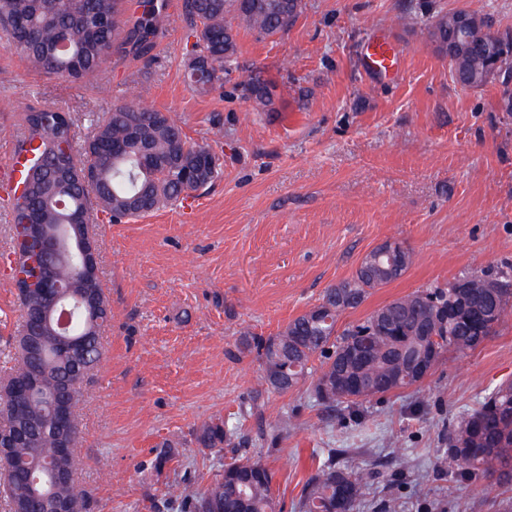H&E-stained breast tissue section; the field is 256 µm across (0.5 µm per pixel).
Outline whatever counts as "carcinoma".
<instances>
[{"mask_svg": "<svg viewBox=\"0 0 512 512\" xmlns=\"http://www.w3.org/2000/svg\"><path fill=\"white\" fill-rule=\"evenodd\" d=\"M125 0H0V32L6 48L44 74L82 82L113 56L142 58L155 44L159 18L166 0H138V11L119 37ZM302 0H184V10L197 26L186 75L197 91L210 92L224 79L236 58L239 30L266 38L293 25ZM419 22L438 51L462 47L452 63L453 76L463 87L483 85V73L501 74L506 111H512V31L491 30L487 20L467 10H456ZM257 106L273 104L272 85L259 78L248 85ZM23 137L16 155L25 161L22 180L29 188L11 189L13 253L25 257L28 246L24 222L33 212L38 223L59 229L73 215L90 213L96 204L114 220L138 217L209 187L221 172L219 158L205 144L191 143L182 127L164 112L133 99L99 113L93 131L82 144L76 141V119L62 108L30 105L21 118ZM55 279L73 295L97 300L93 312L73 314L69 338L84 345L80 360L61 347L57 330L38 329V350L29 352L23 336L28 317L42 313L41 288L25 280L15 283L21 308V329L15 337L16 365L0 380V427L18 422L26 426L0 457V498L9 512H40L38 492L50 473L63 478L51 483L64 512H90L87 490L76 479L75 450L58 451L61 440L50 406L75 369L82 371L72 388L69 435L78 442V398L91 369L103 352L99 332L109 315L99 276L84 272L81 254L73 250L54 263ZM385 283L364 267L352 278L327 289L321 302L297 316L275 336L249 331L238 339V353L253 354L260 363L258 385L267 392L286 394L304 381L309 363L320 358L312 392L328 411L352 406L393 391L419 385L423 378L410 364L438 362L447 351L471 349L495 332L512 309V264L496 269L464 271L445 286H429L396 298L372 311L362 321L336 329L339 315L356 309L372 290ZM40 384L30 394H15L32 372ZM237 428L215 418L195 432L198 445L220 454L232 442ZM455 475L488 477L512 484V381L494 387L461 422L448 428L445 449ZM178 450L165 443L155 449L156 471L177 459ZM369 473L342 468L329 460L318 467L303 488L302 512H357ZM166 495L182 512H278L273 473L261 461L233 454L222 474L202 489L183 482L167 485Z\"/></svg>", "mask_w": 512, "mask_h": 512, "instance_id": "cac0c4a2", "label": "carcinoma"}]
</instances>
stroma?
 I'll return each instance as SVG.
<instances>
[{"instance_id":"stroma-1","label":"stroma","mask_w":512,"mask_h":512,"mask_svg":"<svg viewBox=\"0 0 512 512\" xmlns=\"http://www.w3.org/2000/svg\"><path fill=\"white\" fill-rule=\"evenodd\" d=\"M409 9H464L512 30V0H303L286 33L240 31L235 66L207 94L185 76L194 28L183 0H169L150 59L109 58L80 85L0 48V168L30 104L73 112L82 140L89 115L132 92L222 163L208 188L150 214L114 222L92 213L111 316L80 397L77 475L91 512H177L167 483L202 488L221 470L223 457L194 439L215 417L237 426L239 453L272 470L281 512H300L305 482L335 448L342 465L372 474L359 512L391 496L397 512H453L463 496L470 512H512V488L457 480L443 452L449 426L512 380V315L477 347L444 353L419 386L333 413L305 385L258 394V362L235 355L241 331L276 335L387 240L410 249L411 265L343 312L338 327L460 272L512 264V112L502 86L457 84ZM379 33L400 57L388 75L363 64ZM256 72L275 85L271 109L247 94ZM11 235L12 215L0 210V379L14 365L22 322L4 266ZM257 394L263 413L247 415ZM282 415L297 428L270 439ZM167 440L177 461L160 473L145 468Z\"/></svg>"}]
</instances>
